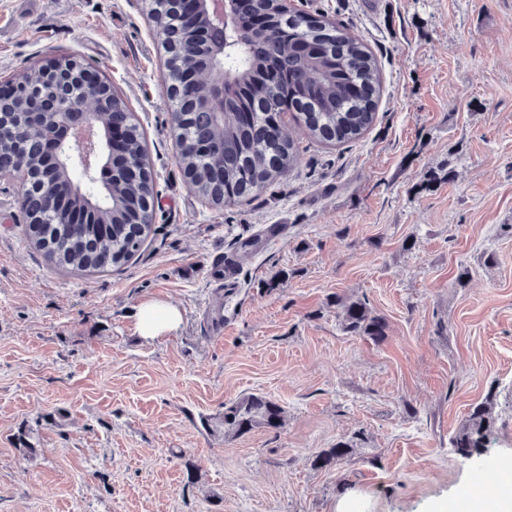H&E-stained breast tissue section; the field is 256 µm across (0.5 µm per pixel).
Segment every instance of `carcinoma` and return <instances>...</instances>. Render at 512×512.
I'll use <instances>...</instances> for the list:
<instances>
[{
  "label": "carcinoma",
  "mask_w": 512,
  "mask_h": 512,
  "mask_svg": "<svg viewBox=\"0 0 512 512\" xmlns=\"http://www.w3.org/2000/svg\"><path fill=\"white\" fill-rule=\"evenodd\" d=\"M148 13L162 12L168 24L157 31L165 54L164 78L179 80L177 48L191 41L199 62L226 77L224 101L211 110L183 108L176 139L203 140L209 151L179 154V161L195 194L215 208L259 192L299 163L294 132L280 122L292 113L299 130L322 143L358 139L374 122L380 92L376 58L363 37L335 26L325 15L315 17L283 10L281 0H264V8L280 33L238 26L212 30L201 16L198 31L181 19L180 0H146ZM280 73L269 84L270 69ZM34 92L53 97L78 92L82 77L68 86L33 65L18 76ZM100 93L112 101V112L127 133L124 155L113 158L102 139V159L112 164V182L90 181L63 155L55 178L68 188L70 210L93 223L67 224L48 218L36 204L45 185L46 161L40 149L41 130L25 127V100L0 99V159L21 157L26 182L33 187V204L26 212V233L36 248L57 267L100 273L132 260L152 232L155 182L148 162L147 141L134 121L123 95L107 80ZM341 324L351 334L375 342L385 337L384 320L366 301L336 302ZM494 396L473 406L450 445L465 457L486 454L494 424ZM261 425L277 431L283 409L260 394H250L224 405V427L237 435ZM350 445L338 442L316 455L314 465L327 468L350 454Z\"/></svg>",
  "instance_id": "1"
}]
</instances>
